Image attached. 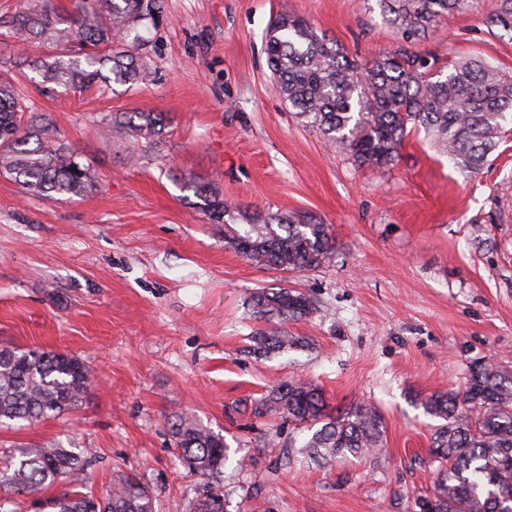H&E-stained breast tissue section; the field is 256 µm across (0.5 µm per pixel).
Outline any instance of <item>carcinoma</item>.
I'll return each instance as SVG.
<instances>
[{"mask_svg": "<svg viewBox=\"0 0 512 512\" xmlns=\"http://www.w3.org/2000/svg\"><path fill=\"white\" fill-rule=\"evenodd\" d=\"M153 0H78L63 17L49 0L27 11L0 17V26L27 40L51 39L63 52L50 62L32 60L40 83L86 88L115 82L135 85L150 77L143 63L123 61L112 50L122 35L143 39ZM386 22L400 35L396 46L360 67L310 22L288 9L276 15L266 40L277 91L297 114L333 143L346 146L360 166L382 169L395 161L408 131L433 136L455 164L481 169L512 123V79L486 60L461 57L444 77L433 78L435 58L418 55L415 37L440 18L469 11L473 0H379ZM490 23L512 33V0H492ZM112 122L135 140L162 136L164 118L154 112H124ZM0 175L31 195L82 197L96 184L79 154L57 137L54 127L27 115L19 95L0 83ZM197 210L224 221V243L247 260L269 269L308 272L320 268L335 249L327 224L281 214L257 213L248 228L235 227V208L208 184H190ZM253 316L288 323L318 311L310 296L295 290L258 291L250 297ZM294 338L281 328L254 337V350L283 352ZM92 383L90 368L58 351L0 349V426L32 423L61 415L81 403ZM438 418L430 462L433 493L413 496L408 512H512V375L491 363L471 369L463 393H434L421 402ZM255 416L269 413L297 428L320 425L301 446L315 461L362 457L383 443L376 409L363 405L330 415L322 390L300 378L275 380L255 401ZM174 446L203 481L192 512H223L219 481L230 448L224 436L177 416ZM90 464L86 448L26 446L0 461V486L12 495H33L57 484L72 486ZM57 512H156L152 495L136 479L112 486L104 501L72 490L49 501Z\"/></svg>", "mask_w": 512, "mask_h": 512, "instance_id": "carcinoma-1", "label": "carcinoma"}]
</instances>
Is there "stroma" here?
<instances>
[{
    "label": "stroma",
    "instance_id": "obj_1",
    "mask_svg": "<svg viewBox=\"0 0 512 512\" xmlns=\"http://www.w3.org/2000/svg\"><path fill=\"white\" fill-rule=\"evenodd\" d=\"M285 4L357 62L394 42L377 0H155L147 42L122 45L149 83L49 89L0 63V80L98 180L69 198L0 176V348L68 352L93 374L69 412L0 428V458L21 445L89 448L81 492L103 496L130 475L160 512H189L200 482L173 444L176 413L245 455L224 466L226 512H405L433 481L436 421L422 398L462 391L477 363L512 373V126L473 173L422 131L392 165L359 166L275 88L265 37ZM488 4L442 19L414 50L443 71L479 57L512 76V36L489 23ZM121 112L163 113L162 139L127 137L109 122ZM188 183L212 184L245 214L329 225L336 249L314 271L258 266L189 203ZM278 288L318 311L288 323L300 346L265 357L253 338L269 324L249 298ZM296 375L329 411L375 407L377 453L300 462L303 432L248 409Z\"/></svg>",
    "mask_w": 512,
    "mask_h": 512
}]
</instances>
